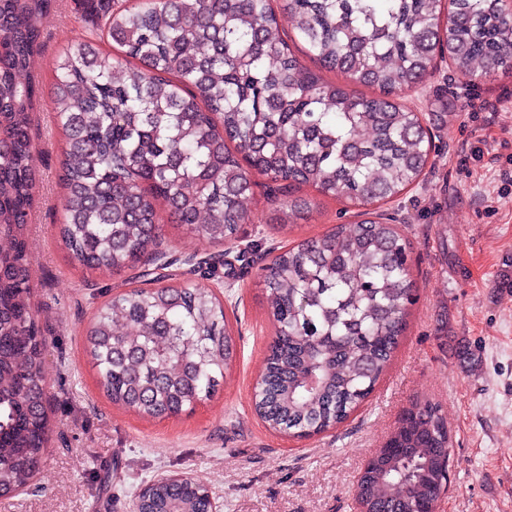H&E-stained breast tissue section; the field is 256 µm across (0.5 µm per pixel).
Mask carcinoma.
Here are the masks:
<instances>
[{"mask_svg": "<svg viewBox=\"0 0 512 512\" xmlns=\"http://www.w3.org/2000/svg\"><path fill=\"white\" fill-rule=\"evenodd\" d=\"M51 0H0V498L34 479L53 434L47 337L31 304L27 237L36 173L30 63ZM95 38L67 45L52 86L66 137L58 238L100 274L158 267V204L190 234L238 241L252 174L280 192L282 230L313 210L309 185L362 209L263 268L276 344L254 390L267 426L307 438L364 402L406 328L410 243L373 207L418 182L430 154L418 112L397 103L446 53L464 78L512 67V15L498 0H84ZM321 71L304 66L281 32ZM112 43L115 51L102 49ZM339 80H329L324 73ZM367 86L373 94L352 89ZM99 386L143 418L208 399L234 357L224 308L203 285L137 288L84 330ZM451 437L415 403L361 473L368 512H425L448 486ZM207 485L154 481L138 512H210Z\"/></svg>", "mask_w": 512, "mask_h": 512, "instance_id": "obj_1", "label": "carcinoma"}]
</instances>
